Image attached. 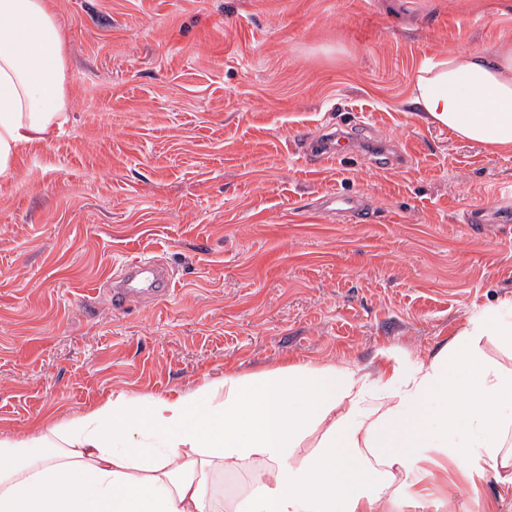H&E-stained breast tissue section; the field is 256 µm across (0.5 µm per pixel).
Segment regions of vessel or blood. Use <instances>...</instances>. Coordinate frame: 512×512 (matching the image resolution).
<instances>
[{
	"label": "vessel or blood",
	"instance_id": "vessel-or-blood-1",
	"mask_svg": "<svg viewBox=\"0 0 512 512\" xmlns=\"http://www.w3.org/2000/svg\"><path fill=\"white\" fill-rule=\"evenodd\" d=\"M173 288L167 267L140 257L120 263L114 271L112 304L121 308L134 298L160 300L169 297Z\"/></svg>",
	"mask_w": 512,
	"mask_h": 512
}]
</instances>
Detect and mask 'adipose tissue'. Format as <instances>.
<instances>
[{"mask_svg": "<svg viewBox=\"0 0 512 512\" xmlns=\"http://www.w3.org/2000/svg\"><path fill=\"white\" fill-rule=\"evenodd\" d=\"M424 123L512 149V47L419 66ZM64 38L46 0H0V186L66 120ZM512 296L435 353L383 350L371 369L286 362L165 395L116 392L22 436H0V512H419L434 464L507 471L512 493ZM240 494L224 495L225 477Z\"/></svg>", "mask_w": 512, "mask_h": 512, "instance_id": "adipose-tissue-1", "label": "adipose tissue"}]
</instances>
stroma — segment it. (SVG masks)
I'll use <instances>...</instances> for the list:
<instances>
[{
  "instance_id": "35a3bbf8",
  "label": "stroma",
  "mask_w": 512,
  "mask_h": 512,
  "mask_svg": "<svg viewBox=\"0 0 512 512\" xmlns=\"http://www.w3.org/2000/svg\"><path fill=\"white\" fill-rule=\"evenodd\" d=\"M67 121L0 188V434L116 391L166 394L284 360L434 352L512 295V150L416 119L414 70L512 46V0H49ZM346 125L355 161L312 143ZM360 196L374 219L327 210ZM150 257L168 299L112 307L114 267ZM486 512L502 486L450 473Z\"/></svg>"
}]
</instances>
